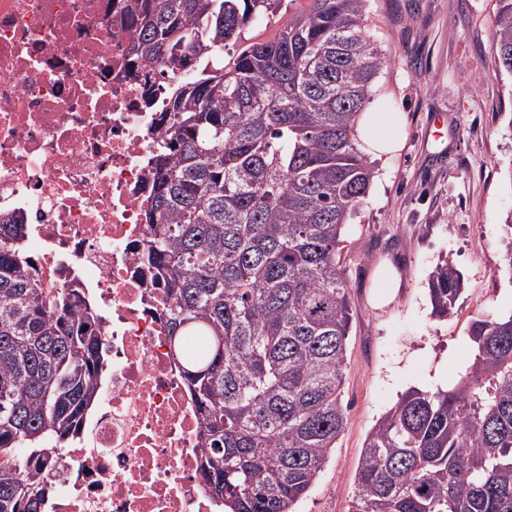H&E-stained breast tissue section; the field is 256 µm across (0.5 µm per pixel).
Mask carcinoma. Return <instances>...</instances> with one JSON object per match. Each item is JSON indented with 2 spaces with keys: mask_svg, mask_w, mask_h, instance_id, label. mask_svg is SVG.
<instances>
[{
  "mask_svg": "<svg viewBox=\"0 0 512 512\" xmlns=\"http://www.w3.org/2000/svg\"><path fill=\"white\" fill-rule=\"evenodd\" d=\"M282 0H136L134 59L177 80L147 200L144 260L167 290V336L200 415L205 491L222 512H296L347 420L351 307L336 257L373 171L356 122L389 63L368 0H310L278 35L224 63ZM494 48L512 74V0ZM0 224V512H41L104 367L75 293L36 273ZM463 277L431 273L432 315ZM477 353L451 391L412 389L369 432L349 512H512V313L480 315Z\"/></svg>",
  "mask_w": 512,
  "mask_h": 512,
  "instance_id": "cac0c4a2",
  "label": "carcinoma"
}]
</instances>
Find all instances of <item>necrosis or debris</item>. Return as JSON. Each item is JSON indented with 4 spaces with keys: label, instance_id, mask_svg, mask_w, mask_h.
I'll use <instances>...</instances> for the list:
<instances>
[{
    "label": "necrosis or debris",
    "instance_id": "1",
    "mask_svg": "<svg viewBox=\"0 0 512 512\" xmlns=\"http://www.w3.org/2000/svg\"><path fill=\"white\" fill-rule=\"evenodd\" d=\"M135 0H0V223L98 315L107 372L43 512H216L200 420L142 259L172 83L129 53Z\"/></svg>",
    "mask_w": 512,
    "mask_h": 512
}]
</instances>
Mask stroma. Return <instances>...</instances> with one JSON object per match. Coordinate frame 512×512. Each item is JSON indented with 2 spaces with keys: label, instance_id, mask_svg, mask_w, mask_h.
Returning <instances> with one entry per match:
<instances>
[{
  "label": "stroma",
  "instance_id": "35a3bbf8",
  "mask_svg": "<svg viewBox=\"0 0 512 512\" xmlns=\"http://www.w3.org/2000/svg\"><path fill=\"white\" fill-rule=\"evenodd\" d=\"M309 0L250 24L242 45L278 34ZM492 0H368L363 23L390 61L371 112L403 116L402 149L375 162L369 196L336 253L349 282L352 323L342 395L347 422L297 512H348L364 441L408 389L453 388L473 361L474 317L512 307L502 267L512 211V75L493 48ZM450 258L464 291L448 319L432 317L428 280ZM392 272L397 287H384Z\"/></svg>",
  "mask_w": 512,
  "mask_h": 512
}]
</instances>
